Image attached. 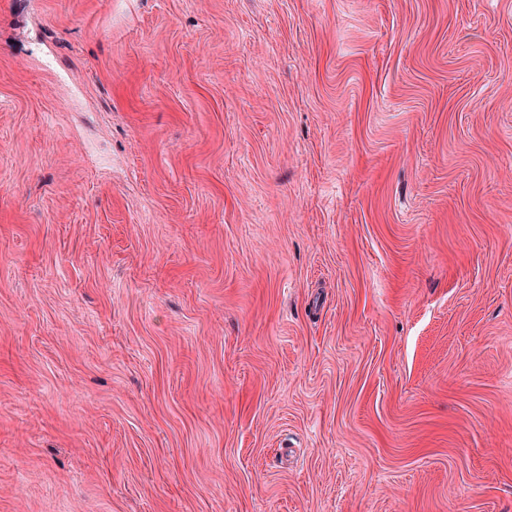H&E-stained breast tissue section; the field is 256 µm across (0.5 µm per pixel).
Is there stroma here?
Instances as JSON below:
<instances>
[{
	"mask_svg": "<svg viewBox=\"0 0 512 512\" xmlns=\"http://www.w3.org/2000/svg\"><path fill=\"white\" fill-rule=\"evenodd\" d=\"M0 512H512V0H0Z\"/></svg>",
	"mask_w": 512,
	"mask_h": 512,
	"instance_id": "obj_1",
	"label": "stroma"
}]
</instances>
